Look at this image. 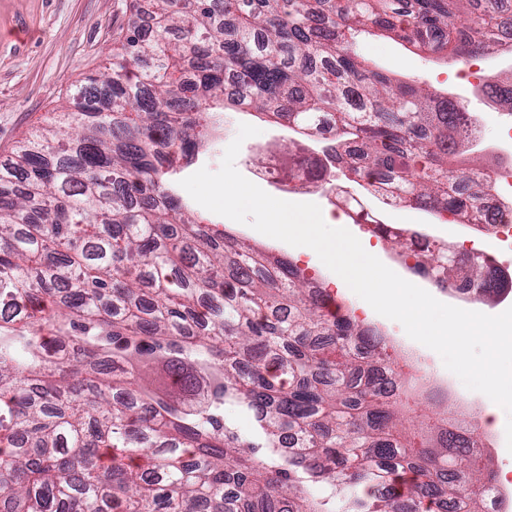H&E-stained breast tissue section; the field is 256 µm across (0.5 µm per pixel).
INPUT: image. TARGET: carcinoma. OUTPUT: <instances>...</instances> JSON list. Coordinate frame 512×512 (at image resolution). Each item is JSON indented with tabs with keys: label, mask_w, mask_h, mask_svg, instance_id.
Wrapping results in <instances>:
<instances>
[{
	"label": "carcinoma",
	"mask_w": 512,
	"mask_h": 512,
	"mask_svg": "<svg viewBox=\"0 0 512 512\" xmlns=\"http://www.w3.org/2000/svg\"><path fill=\"white\" fill-rule=\"evenodd\" d=\"M512 50V0H151L72 109L0 162V498L6 512H481L480 427L404 411L378 331L293 263L202 224L184 169L213 110L332 139L315 168L481 229L495 173L450 157L454 100L357 53ZM288 175L304 149L282 145ZM479 296L453 245L410 267ZM165 368L170 388L142 381ZM233 406L253 432L225 416Z\"/></svg>",
	"instance_id": "1"
}]
</instances>
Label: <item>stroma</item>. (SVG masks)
I'll return each instance as SVG.
<instances>
[{
    "mask_svg": "<svg viewBox=\"0 0 512 512\" xmlns=\"http://www.w3.org/2000/svg\"><path fill=\"white\" fill-rule=\"evenodd\" d=\"M141 16L151 10L149 0H0V159L12 153L49 118L71 107L69 90L86 77L98 74L112 60L113 39L125 30L131 5ZM358 51L370 65L397 79L447 94L458 105L484 118V166L501 169L505 155L495 148L504 125L512 124V108L501 105L491 92L457 79L458 63L423 53L386 36L363 34ZM222 145L237 136L240 124L259 127V135L246 139L236 158L237 170L274 197H291L332 210L328 196L310 189L291 191L257 176L258 148L279 147L289 137L286 128L260 121L245 112L224 113ZM199 216L216 223L219 229L241 233L262 245L276 246L279 254L300 267L308 278L318 280L342 309L355 305L354 297L331 283L330 270L320 262L284 242L274 241L248 225L234 222L205 208Z\"/></svg>",
    "mask_w": 512,
    "mask_h": 512,
    "instance_id": "obj_1",
    "label": "stroma"
}]
</instances>
